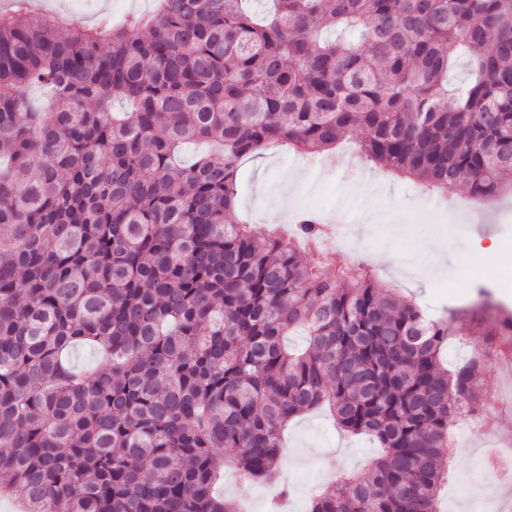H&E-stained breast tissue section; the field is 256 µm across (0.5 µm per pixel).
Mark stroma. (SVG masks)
<instances>
[{"mask_svg": "<svg viewBox=\"0 0 512 512\" xmlns=\"http://www.w3.org/2000/svg\"><path fill=\"white\" fill-rule=\"evenodd\" d=\"M155 5L156 0H52L45 6L30 5L29 10L40 15L73 11L92 24L103 15L118 21L130 13L147 14ZM355 147L349 137L330 157L269 150L244 159L237 215L263 229L273 224L281 200H288L292 212L311 211L323 223L338 226L349 251L347 275L355 274L363 258L379 254L388 259L375 267L381 281L433 313L469 305L484 287L512 310V234L503 230L512 225V183H505L499 196L482 201L463 186L445 196L424 197L407 179L354 163ZM440 239L448 242L445 273L417 277L416 267L427 262V248ZM462 252L474 262L465 276L456 268ZM505 383L498 363L486 361L478 384L489 401L479 423L498 442L512 440V411L490 401ZM282 453L288 461L293 512H306L311 490L326 487L341 470L367 472L379 448L367 437L346 435L325 412L315 411L290 423ZM454 474L440 512H481L466 489L490 486L497 474L482 466L471 449L457 459Z\"/></svg>", "mask_w": 512, "mask_h": 512, "instance_id": "35a3bbf8", "label": "stroma"}]
</instances>
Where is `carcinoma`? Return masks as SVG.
I'll return each instance as SVG.
<instances>
[{
	"label": "carcinoma",
	"mask_w": 512,
	"mask_h": 512,
	"mask_svg": "<svg viewBox=\"0 0 512 512\" xmlns=\"http://www.w3.org/2000/svg\"><path fill=\"white\" fill-rule=\"evenodd\" d=\"M157 0L95 26L0 14V497L25 512H238L282 433L320 408L381 448L310 512H438L449 434L482 358L448 365L428 321L367 266L234 217L240 162L357 159L428 191L512 175V0ZM467 55L470 79L449 86ZM40 89L41 105L31 97ZM210 150L191 162L183 146ZM301 330L306 345L285 337ZM90 348L105 365L75 366Z\"/></svg>",
	"instance_id": "1"
}]
</instances>
